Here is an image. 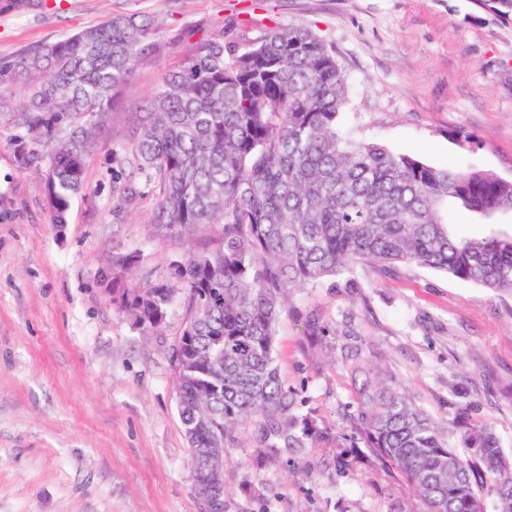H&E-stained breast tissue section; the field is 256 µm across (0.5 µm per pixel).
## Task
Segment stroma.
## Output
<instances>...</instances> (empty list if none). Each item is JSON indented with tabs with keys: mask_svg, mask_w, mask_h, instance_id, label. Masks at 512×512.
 I'll return each instance as SVG.
<instances>
[{
	"mask_svg": "<svg viewBox=\"0 0 512 512\" xmlns=\"http://www.w3.org/2000/svg\"><path fill=\"white\" fill-rule=\"evenodd\" d=\"M11 2L0 0V59L134 12L153 19L158 51L122 88L66 224H52L38 173H18L0 139V512H206L171 362L184 297L151 335L112 302L113 289L167 279L172 261L220 232H156L158 190L128 163L129 134L162 74L215 32L254 39L302 26L346 74L341 124L353 139L512 180V20L475 0H47L23 13ZM126 254L133 264L114 266ZM343 277L350 287L298 289L276 324L280 377L307 409L339 429L351 399L346 371L304 349V315L315 312L379 349L449 447L461 446L465 411L512 455V292L376 262ZM396 499L421 512L387 468L342 472L326 448L268 461L243 430L224 450L226 512H388Z\"/></svg>",
	"mask_w": 512,
	"mask_h": 512,
	"instance_id": "obj_1",
	"label": "stroma"
}]
</instances>
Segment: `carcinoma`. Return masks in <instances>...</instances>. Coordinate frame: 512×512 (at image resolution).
<instances>
[{
	"label": "carcinoma",
	"instance_id": "1",
	"mask_svg": "<svg viewBox=\"0 0 512 512\" xmlns=\"http://www.w3.org/2000/svg\"><path fill=\"white\" fill-rule=\"evenodd\" d=\"M152 19L103 23L0 60V84L33 74L15 105L0 97V125L21 173L42 172L53 222L84 194L85 162L103 147L121 87L153 56ZM349 85L330 48L302 27L255 40L201 42L166 71L140 118L131 155L156 183L152 223L166 232L221 225L210 248L170 264L167 280L127 288L112 301L149 333L161 331L176 292L187 317L172 352L187 444L228 443L242 429L267 457L337 448L346 469L367 457L399 475L425 512H482L475 487L492 480L498 512H512V459L491 429L459 417L470 455L448 447L433 420L373 346L347 327L333 335L304 316L306 350L350 374L347 429L318 425L280 379L275 325L295 290L359 261L442 270L512 291V237L462 238L448 204L480 220L512 214V180L471 167H435L357 142L340 127ZM219 486L213 496L209 485ZM224 478L195 484L208 512H224Z\"/></svg>",
	"mask_w": 512,
	"mask_h": 512
}]
</instances>
